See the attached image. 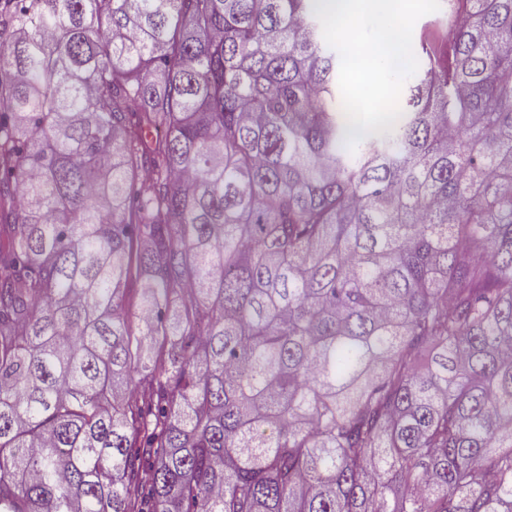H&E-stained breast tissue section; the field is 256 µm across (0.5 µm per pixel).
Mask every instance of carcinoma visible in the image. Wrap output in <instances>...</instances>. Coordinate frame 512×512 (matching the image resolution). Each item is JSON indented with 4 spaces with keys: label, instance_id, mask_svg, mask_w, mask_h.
I'll list each match as a JSON object with an SVG mask.
<instances>
[{
    "label": "carcinoma",
    "instance_id": "1",
    "mask_svg": "<svg viewBox=\"0 0 512 512\" xmlns=\"http://www.w3.org/2000/svg\"><path fill=\"white\" fill-rule=\"evenodd\" d=\"M355 153L315 0H0V512H512V0Z\"/></svg>",
    "mask_w": 512,
    "mask_h": 512
}]
</instances>
